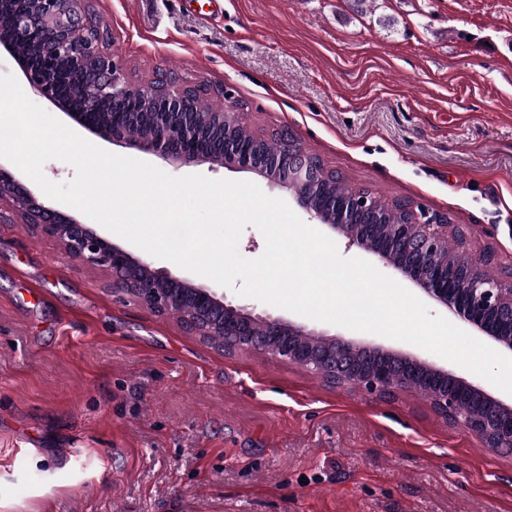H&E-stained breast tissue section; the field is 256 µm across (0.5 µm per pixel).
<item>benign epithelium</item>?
Returning <instances> with one entry per match:
<instances>
[{"instance_id": "7a95c632", "label": "benign epithelium", "mask_w": 512, "mask_h": 512, "mask_svg": "<svg viewBox=\"0 0 512 512\" xmlns=\"http://www.w3.org/2000/svg\"><path fill=\"white\" fill-rule=\"evenodd\" d=\"M86 0H37L38 10H0V46L20 66L27 85L42 99L73 117L85 130L100 138L112 139L167 162L208 163L258 174L272 186L292 192L297 205L316 223L344 237L377 261L411 280L431 301L444 307L455 318L512 353V268L507 275L491 277L483 266L487 255L448 254V234L457 226L418 205L405 209L407 217L389 225L398 253L374 247L367 240V225L356 223L359 215L372 217V198L363 192L351 194L344 205L326 212L314 204L321 181L311 154L288 140L284 154L272 166L262 164L257 154L228 149L215 154L196 147L204 130L194 122L195 106L188 88L158 89L129 81L119 58L105 51L104 33L77 41L71 32L90 27ZM32 38L38 46L42 65L16 50V37ZM65 75L77 78L76 95L84 102L78 107L56 91ZM101 102L123 112H161L160 127L152 135L132 138L118 126L102 127L91 118ZM238 105L228 102L213 112L210 122L236 125ZM6 201L23 220L48 237L57 239L66 253L91 268L112 273V291L130 296L159 315L174 310L182 314L184 327L213 345H230L234 352L261 353L299 365L329 382L356 385L369 393L390 395L406 387L422 391L445 420L460 425L492 449L512 448V403L486 392L480 384L457 376L438 366L428 356H416L328 335L322 330L281 317L259 313L255 308L230 299L218 286H203L172 275L156 266L154 257L134 253L99 235L75 215L61 211L50 201L39 198L28 178L0 163V202ZM461 268L469 279L465 297L456 295L448 283V266ZM472 396L491 409L484 418L472 416L460 398Z\"/></svg>"}]
</instances>
